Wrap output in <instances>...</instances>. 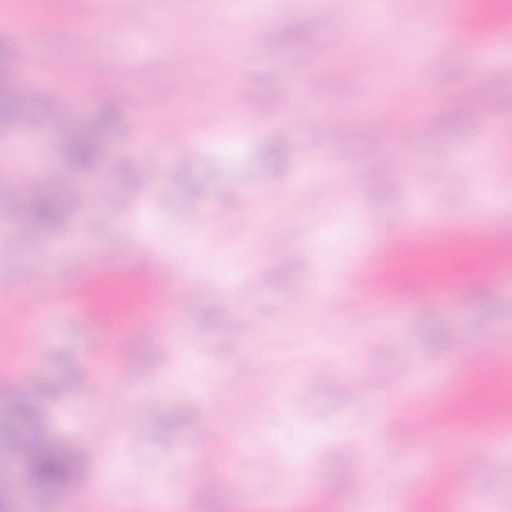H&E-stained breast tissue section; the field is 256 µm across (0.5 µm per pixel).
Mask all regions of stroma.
Here are the masks:
<instances>
[{
  "label": "stroma",
  "mask_w": 512,
  "mask_h": 512,
  "mask_svg": "<svg viewBox=\"0 0 512 512\" xmlns=\"http://www.w3.org/2000/svg\"><path fill=\"white\" fill-rule=\"evenodd\" d=\"M120 2L144 28L113 32L99 0H11L54 30L39 67L26 73L37 109L55 111L72 84L116 71L97 102L72 113L75 125L91 126L118 111L101 137L111 190L130 202L123 211L90 207L52 236L0 252V490L17 505L33 499L34 512H155L150 492L159 486L185 490L182 512H313L324 503L331 512H372L378 503L386 512H463L456 491L428 487L433 470L460 459L469 483L487 486L489 512H512V404L497 420L451 417L426 433L392 412L427 389L431 407L441 396L469 401L492 365L500 384H512V30L484 55H441L418 39L437 0H386L380 22L361 27L384 46L390 81L374 95L353 43L332 41L362 0ZM266 20L278 24L279 40L264 37ZM298 29L328 44L317 112L288 96L303 78ZM172 50L193 53V68H172ZM413 71L429 77L414 102L399 105L394 82ZM476 77L501 111H463ZM242 78L252 90L243 106L231 93ZM228 110L237 123L225 124ZM376 129L385 135L379 144ZM490 132L498 146L480 176L494 195L478 218L473 183L459 167ZM67 136L36 127L18 140L0 131V165L15 171L0 179V208L23 186L25 157L40 158L42 182L73 183ZM143 137L167 141L164 161L144 163ZM387 150L398 152L397 165H386ZM310 163L328 177L300 183ZM419 168L435 178L418 188ZM296 192L305 197L299 208L286 201ZM252 199L265 205L268 226L247 213ZM416 216L463 269L440 284L421 277L365 299L355 316L349 267L414 233ZM489 249L510 257L495 278L477 263ZM100 251L119 268L159 266L172 290L190 275L204 285L191 307L171 301L152 327L129 334L118 363L64 276L71 262ZM367 368L393 376L391 393L348 394ZM315 372L328 380L309 384ZM78 374L101 384L94 400L69 388ZM22 397L42 404L44 429L70 451L100 447L84 458L81 485L36 494L20 487L5 437L18 425L7 410ZM204 425L217 439L209 472L194 477L183 458ZM302 436L307 447L291 457ZM298 475L311 486L286 496Z\"/></svg>",
  "instance_id": "1"
}]
</instances>
